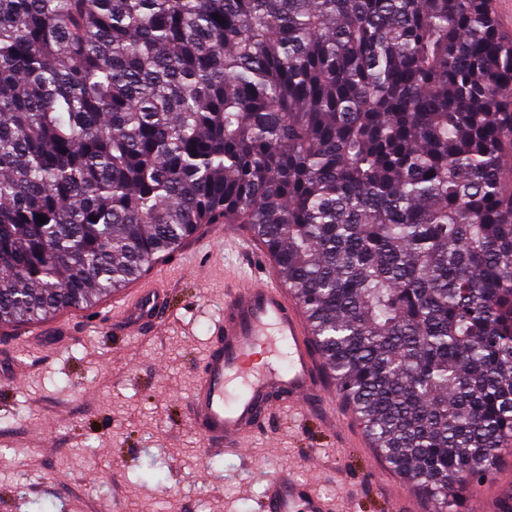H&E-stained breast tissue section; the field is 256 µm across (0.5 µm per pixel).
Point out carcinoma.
I'll use <instances>...</instances> for the list:
<instances>
[{
	"label": "carcinoma",
	"mask_w": 512,
	"mask_h": 512,
	"mask_svg": "<svg viewBox=\"0 0 512 512\" xmlns=\"http://www.w3.org/2000/svg\"><path fill=\"white\" fill-rule=\"evenodd\" d=\"M221 219L432 512L493 474L512 38L489 0H0V326L88 307Z\"/></svg>",
	"instance_id": "cac0c4a2"
}]
</instances>
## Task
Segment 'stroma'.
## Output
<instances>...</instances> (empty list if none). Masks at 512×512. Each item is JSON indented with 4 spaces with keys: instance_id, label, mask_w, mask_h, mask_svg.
I'll list each match as a JSON object with an SVG mask.
<instances>
[{
    "instance_id": "1",
    "label": "stroma",
    "mask_w": 512,
    "mask_h": 512,
    "mask_svg": "<svg viewBox=\"0 0 512 512\" xmlns=\"http://www.w3.org/2000/svg\"><path fill=\"white\" fill-rule=\"evenodd\" d=\"M169 321L129 329L103 298L67 310L75 332L48 339L0 326V512H258L267 477L293 473L334 512H430L411 482L373 448L351 407L281 411L247 454H214L189 425L187 400L238 281L273 275L264 246L242 224H206L148 270ZM154 462L161 481L146 480ZM512 487V443L462 512H495Z\"/></svg>"
}]
</instances>
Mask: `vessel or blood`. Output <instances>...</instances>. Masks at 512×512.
Masks as SVG:
<instances>
[{"label": "vessel or blood", "mask_w": 512, "mask_h": 512, "mask_svg": "<svg viewBox=\"0 0 512 512\" xmlns=\"http://www.w3.org/2000/svg\"><path fill=\"white\" fill-rule=\"evenodd\" d=\"M166 311L164 291L138 288L124 301L122 318L134 329L159 328ZM214 333L187 406L191 427L212 452L243 451V438L260 433L274 403L306 408L325 397L307 319L276 279L234 284ZM281 352L286 366L271 364V356ZM260 508L330 512L328 501L283 471L267 479Z\"/></svg>", "instance_id": "vessel-or-blood-1"}]
</instances>
